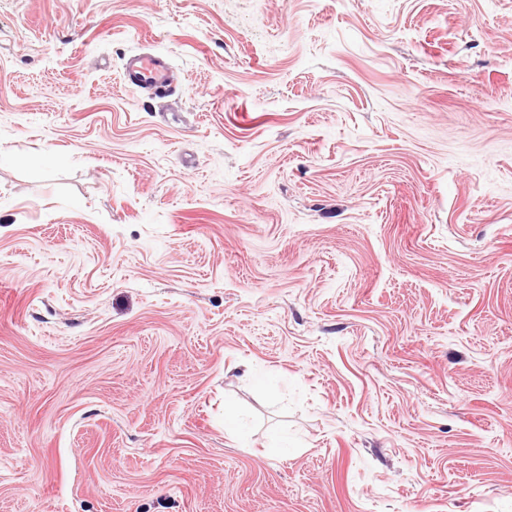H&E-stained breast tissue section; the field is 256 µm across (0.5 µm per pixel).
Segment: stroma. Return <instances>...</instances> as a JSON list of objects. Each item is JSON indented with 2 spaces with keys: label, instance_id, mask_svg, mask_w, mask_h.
I'll use <instances>...</instances> for the list:
<instances>
[{
  "label": "stroma",
  "instance_id": "35a3bbf8",
  "mask_svg": "<svg viewBox=\"0 0 512 512\" xmlns=\"http://www.w3.org/2000/svg\"><path fill=\"white\" fill-rule=\"evenodd\" d=\"M0 512H512V0H0ZM126 75L141 91H171L175 80L168 58L161 53L132 55L126 64Z\"/></svg>",
  "mask_w": 512,
  "mask_h": 512
}]
</instances>
